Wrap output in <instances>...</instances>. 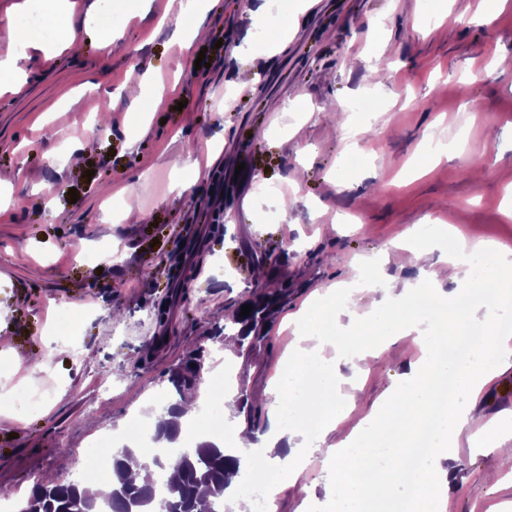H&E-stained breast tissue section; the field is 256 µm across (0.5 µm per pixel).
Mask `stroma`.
Masks as SVG:
<instances>
[{"label": "stroma", "mask_w": 512, "mask_h": 512, "mask_svg": "<svg viewBox=\"0 0 512 512\" xmlns=\"http://www.w3.org/2000/svg\"><path fill=\"white\" fill-rule=\"evenodd\" d=\"M20 2L0 0V26L42 14L58 29L0 41L25 82L0 92V486L12 499L69 478L65 459L86 462L103 435L165 400L172 369L262 284L288 290L264 343L225 355L252 392L285 376L289 316L323 306L315 326L344 342L348 318L328 290L412 228L443 242L458 225L469 243L512 246V69L498 65L512 58V0H255L256 18L245 0H219L209 39L185 57L177 12L114 0L123 37L105 46L73 0ZM71 33L81 54L63 47ZM260 57L258 80L240 85ZM134 67L153 83L130 82ZM157 91L162 108L145 113ZM368 94L381 112L352 111ZM434 139L445 147L431 153ZM207 144V175L185 189ZM476 157L491 172L480 183ZM132 185L137 218L124 215ZM383 340L366 354L368 407L416 355L398 327ZM477 410L491 428L512 419V366ZM455 455L452 512L512 500V456L493 436L462 431ZM303 477L317 512H336L322 453Z\"/></svg>", "instance_id": "35a3bbf8"}]
</instances>
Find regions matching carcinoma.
<instances>
[{
	"instance_id": "1",
	"label": "carcinoma",
	"mask_w": 512,
	"mask_h": 512,
	"mask_svg": "<svg viewBox=\"0 0 512 512\" xmlns=\"http://www.w3.org/2000/svg\"><path fill=\"white\" fill-rule=\"evenodd\" d=\"M284 296L261 288V292L246 301L252 306L250 314L240 317L229 326L216 329L208 337L215 344H224L226 330L237 331V346L254 349L264 340L260 333L262 324L271 308ZM209 350L200 345L190 352L170 375L171 398L161 414L186 413L185 396L203 383L205 359ZM239 409L245 413L247 425L252 431L260 427L253 401L242 393L238 399ZM154 475L139 485L132 477L133 469L143 466L141 451L137 448H120L112 456V471L105 479L112 481V492L103 498L94 494L78 480L65 482H39L29 494L19 501V512H101L107 504L112 512H217V506L224 501L228 488L227 473L239 468V459L224 453L215 444L202 441L192 448H185L175 463L178 478L167 477L164 459H151ZM166 476L165 490L157 494L154 484L157 474Z\"/></svg>"
}]
</instances>
